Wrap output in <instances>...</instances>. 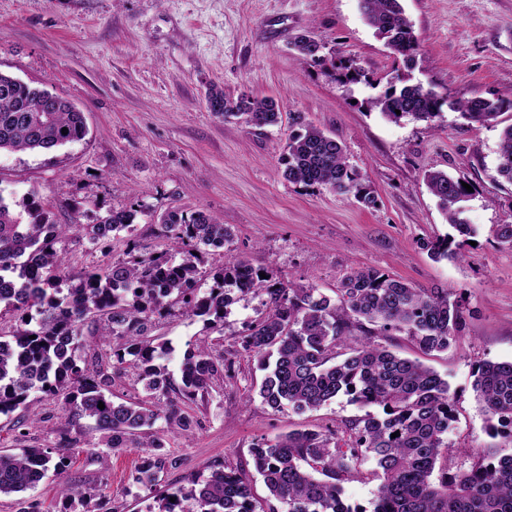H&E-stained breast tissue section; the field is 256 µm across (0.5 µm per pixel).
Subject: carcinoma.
I'll return each instance as SVG.
<instances>
[{
  "instance_id": "1",
  "label": "carcinoma",
  "mask_w": 512,
  "mask_h": 512,
  "mask_svg": "<svg viewBox=\"0 0 512 512\" xmlns=\"http://www.w3.org/2000/svg\"><path fill=\"white\" fill-rule=\"evenodd\" d=\"M360 7L404 67H413L417 37L401 0H361ZM293 49L302 61L323 59V45L307 34L295 38ZM206 105L215 117L237 119L254 130L281 121L274 99L229 97L215 85L206 93ZM366 105L392 121L432 122L441 117L442 97L421 83L391 85ZM504 108L502 101L479 96L458 105L462 118L488 125ZM293 125L281 157L288 182L324 186L374 203L335 137L300 114ZM86 134L82 112L71 103L0 72V153L48 151ZM497 172L512 183V125L501 133ZM427 182L460 236L431 243V254L460 256L474 234L461 206L469 192L443 171L428 173ZM88 205L92 223L57 224L35 198L18 212L0 195V306L19 314L22 322L8 332L0 328V414L27 406L33 391L61 394L70 411L94 420L107 447L140 449L134 480L154 487L176 466L152 433L155 424L163 419L192 431L194 421L181 404L205 397L213 380L235 373L223 343L206 339L186 350L181 383H175L156 364L168 347L150 337L154 317L176 308L187 317L206 316L222 329L229 294L245 277L265 310L239 335L238 353L256 359L265 371L258 386L263 405L313 410L344 395L382 412L344 421L346 438L336 429H305L257 444L250 449L251 471L227 463L213 467L190 488L159 498L157 509L149 512H364L347 505L342 494L343 483L360 474L367 459L381 479L372 512H512V453L480 456L469 470L448 473L449 458L467 452L448 444L454 419L448 382L379 342L404 330L426 353L448 349L463 319L448 290L416 288L377 269L360 268L345 276L333 298L313 286L287 287L262 278L263 269L235 257L213 274V284L202 293L199 284L206 272L197 253L224 248L231 238L227 226L202 211L168 210L157 220L171 251L156 254L137 239L135 220L144 205L105 211L93 201ZM123 231L125 259L106 269L66 273L56 249L59 239L83 232L91 244L102 246ZM174 251L183 254L181 261L173 259ZM33 310L38 319L29 329ZM88 323L109 347L106 363L97 356L83 361L76 356ZM127 368L136 371L145 397L116 402L112 382ZM474 377L489 434L507 429L512 437V361L481 363ZM100 403L104 408H98ZM396 431L399 436L391 437ZM65 468L64 458L56 460L39 448L0 454V497L26 492L48 471L61 475ZM252 473L266 488L261 500L252 492Z\"/></svg>"
}]
</instances>
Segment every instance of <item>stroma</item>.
<instances>
[{
    "instance_id": "35a3bbf8",
    "label": "stroma",
    "mask_w": 512,
    "mask_h": 512,
    "mask_svg": "<svg viewBox=\"0 0 512 512\" xmlns=\"http://www.w3.org/2000/svg\"><path fill=\"white\" fill-rule=\"evenodd\" d=\"M419 42L412 82L435 88L441 116L431 124L393 122L368 110L401 73L393 55L361 14L359 0H0V71L47 88L84 114L88 134L55 151L0 155V192L23 204L38 199L59 224L76 206L145 204L136 224L142 244L166 250L156 222L169 209L202 211L227 225L223 249L204 251L203 270L245 257L273 280L335 294L354 268L371 267L418 288H445L464 311V326L448 350L423 354L403 332L393 351L418 359L447 379L455 419L448 442L459 448L450 472L471 468L476 454L512 452V440L491 437L472 389L483 362L512 361V248L494 230L512 224V184L497 174V124L461 118L458 102L480 96L512 100V0H403ZM304 32L324 56L360 67L369 79L344 83L324 66L297 59L293 39ZM246 92L279 102L282 121L262 131L215 117L206 90ZM333 135L376 202L283 179L279 159L294 113ZM443 170L469 184L465 216L476 229L461 258L433 259L429 242L451 235L425 175ZM71 272L104 269L124 259L125 236L107 247L71 234L57 245ZM260 299L229 305L224 350L262 311ZM153 335L170 352L161 363L173 379L189 343L209 336L204 318L179 313L156 319ZM234 379H216L204 403L186 404L196 425L180 433L154 427L178 465L147 489L133 480L140 452L106 448L91 419L63 412L61 401L32 393L29 410L0 415V454L40 448L66 457L64 476L48 472L32 490L0 497V512H24L39 502L61 512L63 483L104 499L114 512H147L166 492L223 463L250 459L254 443L293 430L340 429L365 410L346 398L319 409L274 411L249 396L263 373L237 356ZM38 413L35 424L26 412Z\"/></svg>"
}]
</instances>
